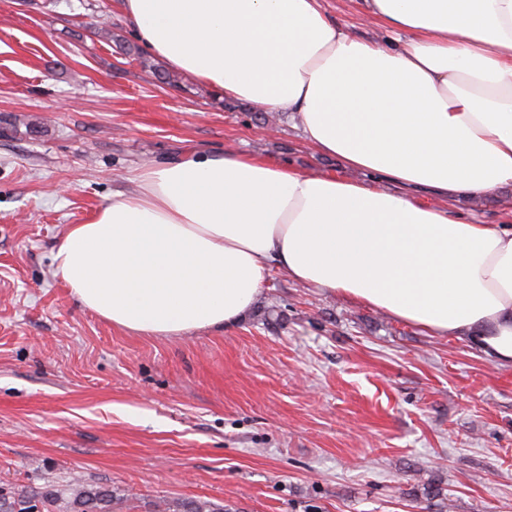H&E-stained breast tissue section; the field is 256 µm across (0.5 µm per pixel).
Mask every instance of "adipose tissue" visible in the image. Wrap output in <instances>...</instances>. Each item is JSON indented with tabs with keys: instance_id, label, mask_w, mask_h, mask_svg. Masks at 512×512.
Wrapping results in <instances>:
<instances>
[{
	"instance_id": "ef3b65f1",
	"label": "adipose tissue",
	"mask_w": 512,
	"mask_h": 512,
	"mask_svg": "<svg viewBox=\"0 0 512 512\" xmlns=\"http://www.w3.org/2000/svg\"><path fill=\"white\" fill-rule=\"evenodd\" d=\"M120 7L167 68L290 118L343 172L225 151L142 167L135 190L53 250L80 305L138 334L219 330L252 310L275 268L512 367V226L453 211L512 185V0H363L388 34L375 42L321 0Z\"/></svg>"
}]
</instances>
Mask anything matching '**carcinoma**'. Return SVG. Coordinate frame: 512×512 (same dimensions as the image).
I'll return each mask as SVG.
<instances>
[{
  "label": "carcinoma",
  "instance_id": "obj_1",
  "mask_svg": "<svg viewBox=\"0 0 512 512\" xmlns=\"http://www.w3.org/2000/svg\"><path fill=\"white\" fill-rule=\"evenodd\" d=\"M62 500L77 506V512H112V491L80 484L63 489L49 484L45 490L20 499L0 494V512H35L40 506L52 507ZM177 512H224V506L209 500H187Z\"/></svg>",
  "mask_w": 512,
  "mask_h": 512
}]
</instances>
